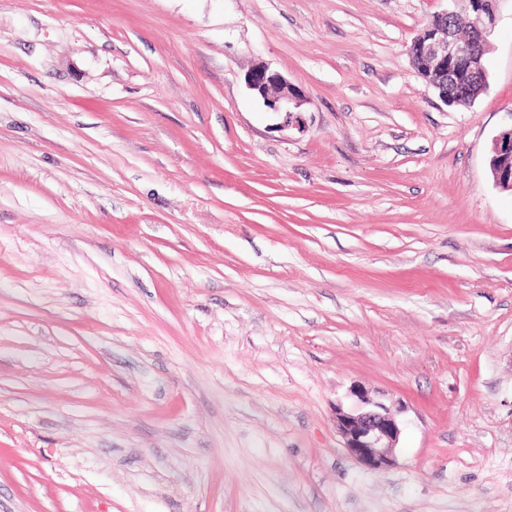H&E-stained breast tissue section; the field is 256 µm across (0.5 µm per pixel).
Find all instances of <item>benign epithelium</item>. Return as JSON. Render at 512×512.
<instances>
[{
  "label": "benign epithelium",
  "mask_w": 512,
  "mask_h": 512,
  "mask_svg": "<svg viewBox=\"0 0 512 512\" xmlns=\"http://www.w3.org/2000/svg\"><path fill=\"white\" fill-rule=\"evenodd\" d=\"M474 14L473 31L467 36L455 34L443 18V12L433 17L413 38L408 47L411 59L418 61L428 73V85L440 90L451 68L456 66L466 74L486 76L482 65L487 36L496 23L489 11L490 0H465ZM251 94L266 108L283 117L282 126L305 128L301 116L306 103L304 93L281 73L266 65H257L245 76ZM489 168L494 185L512 192V126L495 137ZM360 405L355 410L336 406L334 421L343 447L363 467L369 470L388 469L396 464V448L401 428L396 414L385 403L372 398L363 388L355 390Z\"/></svg>",
  "instance_id": "1"
}]
</instances>
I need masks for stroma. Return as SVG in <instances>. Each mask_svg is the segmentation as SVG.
Masks as SVG:
<instances>
[{
  "instance_id": "1",
  "label": "stroma",
  "mask_w": 512,
  "mask_h": 512,
  "mask_svg": "<svg viewBox=\"0 0 512 512\" xmlns=\"http://www.w3.org/2000/svg\"><path fill=\"white\" fill-rule=\"evenodd\" d=\"M495 9L458 108L407 49L464 0H0V512H512ZM245 84L266 108L282 114L283 127L294 126L298 130L305 128L301 108L306 103V98L284 75L261 64L246 74ZM360 405L345 410L336 405L334 421L343 448L369 470L388 469L396 464L401 428L390 406L375 400L363 388L355 390Z\"/></svg>"
}]
</instances>
